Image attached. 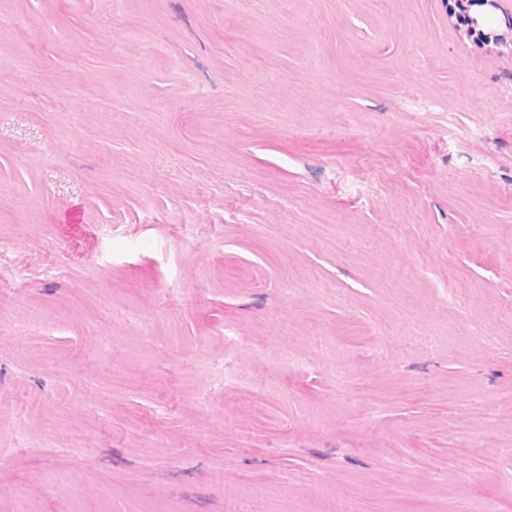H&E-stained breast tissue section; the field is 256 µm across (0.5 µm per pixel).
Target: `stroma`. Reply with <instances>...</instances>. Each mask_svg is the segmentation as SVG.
<instances>
[{
    "label": "stroma",
    "mask_w": 512,
    "mask_h": 512,
    "mask_svg": "<svg viewBox=\"0 0 512 512\" xmlns=\"http://www.w3.org/2000/svg\"><path fill=\"white\" fill-rule=\"evenodd\" d=\"M453 0H0V512H512V44Z\"/></svg>",
    "instance_id": "stroma-1"
}]
</instances>
